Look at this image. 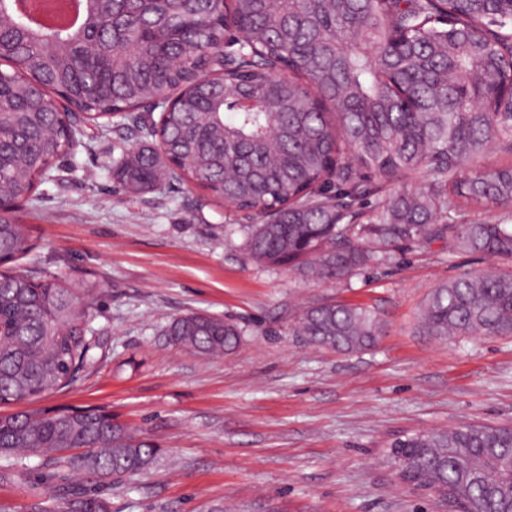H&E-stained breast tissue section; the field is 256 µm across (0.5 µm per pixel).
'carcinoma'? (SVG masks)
Returning a JSON list of instances; mask_svg holds the SVG:
<instances>
[{"instance_id": "carcinoma-1", "label": "carcinoma", "mask_w": 512, "mask_h": 512, "mask_svg": "<svg viewBox=\"0 0 512 512\" xmlns=\"http://www.w3.org/2000/svg\"><path fill=\"white\" fill-rule=\"evenodd\" d=\"M78 26L0 36V195L33 201L56 162L112 126L146 144L112 160L138 195L174 183L251 213L240 251L301 281L347 280L399 241H446L458 253L512 260V224H466L465 211L512 204V0H82ZM6 69H1V66ZM175 98L153 120L148 101ZM76 108L69 124L60 109ZM30 249L0 214V253ZM60 278L32 286L0 275V405L64 389L95 363L90 295ZM422 324L441 339L512 336V270L473 271L433 288ZM381 320L336 300L306 306L294 333L350 353L374 346ZM167 335L202 354L231 351L243 329L189 312ZM71 458L97 479L145 471L158 449L101 409L0 414V458ZM388 462L411 486L460 512H512V425L463 423L407 433ZM65 512H112L111 500L56 468Z\"/></svg>"}]
</instances>
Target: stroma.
Here are the masks:
<instances>
[{"instance_id":"35a3bbf8","label":"stroma","mask_w":512,"mask_h":512,"mask_svg":"<svg viewBox=\"0 0 512 512\" xmlns=\"http://www.w3.org/2000/svg\"><path fill=\"white\" fill-rule=\"evenodd\" d=\"M88 138L92 151L63 160L25 203L31 249L16 265L79 293L97 287L96 363L28 407L102 409L157 445L147 472L113 482L112 512H443L398 483L385 447L411 431L512 423V336L443 341L419 326L432 288L507 260L402 241L350 280L303 282L247 259L224 235L242 215L195 186L115 191L116 134ZM323 299L369 306L384 326L377 344L341 354L294 336L300 307ZM190 311L237 321L239 346L173 345L166 329ZM41 463L0 459L7 512L62 506L33 484Z\"/></svg>"}]
</instances>
